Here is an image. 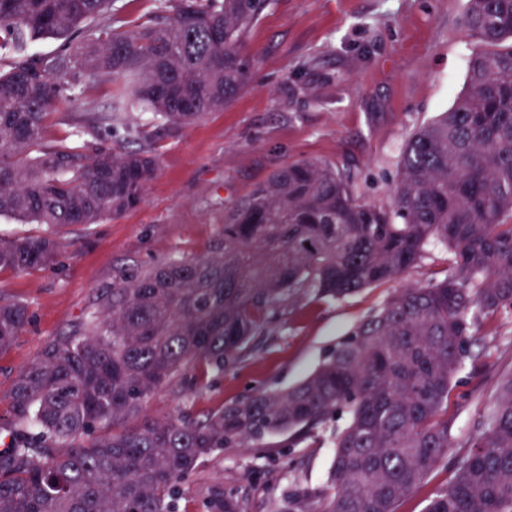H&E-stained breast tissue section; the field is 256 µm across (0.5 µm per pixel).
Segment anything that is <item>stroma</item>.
<instances>
[{
  "label": "stroma",
  "instance_id": "1",
  "mask_svg": "<svg viewBox=\"0 0 512 512\" xmlns=\"http://www.w3.org/2000/svg\"><path fill=\"white\" fill-rule=\"evenodd\" d=\"M464 7L465 0H266L244 43L251 81L229 107L174 133L156 131L152 116L141 112L118 121L108 137L113 148L143 147L158 158L144 202L122 216L64 229L65 246L47 267L0 271V298L25 303L31 315L0 353V428L11 423L7 394L17 377L47 346L82 330L122 274L209 254L225 213L288 163H329L350 174L368 200L388 201L408 136L448 109L466 85L479 42L464 35ZM451 265L447 249L429 246L401 278L342 300L295 292L233 367L196 386L186 377L169 384L144 411L199 422L257 390L288 388L359 321L402 289L442 281ZM510 378L512 314L481 316L448 397L454 446L397 512H424L449 484ZM331 457L329 443L311 437L224 449L182 484L180 510L205 512L218 488L236 497L240 512H277L292 485L323 486Z\"/></svg>",
  "mask_w": 512,
  "mask_h": 512
}]
</instances>
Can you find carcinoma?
<instances>
[{
	"mask_svg": "<svg viewBox=\"0 0 512 512\" xmlns=\"http://www.w3.org/2000/svg\"><path fill=\"white\" fill-rule=\"evenodd\" d=\"M154 2L162 23L126 28L113 0H0V50L15 56L0 69V215L50 229L0 240V271L50 264L56 229L137 208L157 173L149 151L43 142L51 117L82 109V80L112 85L94 124L149 112L169 133L249 84L244 37L265 0ZM87 22L63 54L27 57L30 40L69 41ZM465 32L482 45L467 89L409 135L389 203L365 200L326 163H292L230 211L211 254L123 279L84 331L20 374L0 512H178L203 459L285 433L322 437L333 456L324 487L293 486L279 512H396L453 446L448 396L477 320L512 309V0H466ZM433 241L454 256L448 277L403 289L296 385L197 423L143 413L184 371L233 366L292 293L341 300L401 277ZM28 321L25 304L0 300V352ZM205 508L239 503L216 490ZM425 512H512V378Z\"/></svg>",
	"mask_w": 512,
	"mask_h": 512,
	"instance_id": "1",
	"label": "carcinoma"
}]
</instances>
